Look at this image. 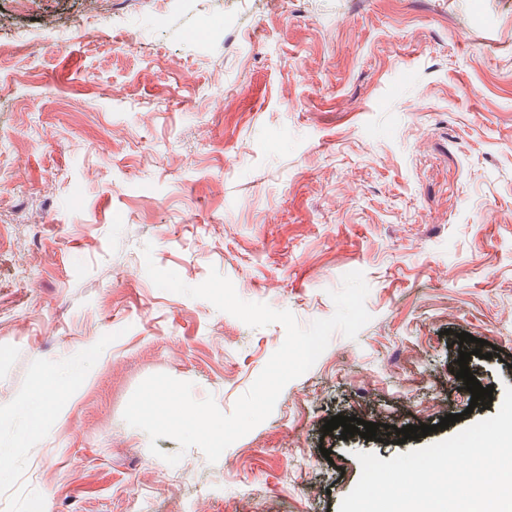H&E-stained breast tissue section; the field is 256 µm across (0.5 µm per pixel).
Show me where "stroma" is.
<instances>
[{
  "mask_svg": "<svg viewBox=\"0 0 512 512\" xmlns=\"http://www.w3.org/2000/svg\"><path fill=\"white\" fill-rule=\"evenodd\" d=\"M148 243L304 327L363 272L371 320L208 463L127 425L130 396L166 373L231 413L285 329L157 288ZM462 331L494 347L491 403L453 378ZM73 367L26 437L36 380ZM508 386L512 0H0V512H338L357 453L442 441ZM84 382L83 374L71 370L64 377L52 382L38 381L30 393L31 401L22 415V421L30 438L40 436L55 410L69 402Z\"/></svg>",
  "mask_w": 512,
  "mask_h": 512,
  "instance_id": "1",
  "label": "stroma"
}]
</instances>
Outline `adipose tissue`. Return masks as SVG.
I'll return each mask as SVG.
<instances>
[{
    "mask_svg": "<svg viewBox=\"0 0 512 512\" xmlns=\"http://www.w3.org/2000/svg\"><path fill=\"white\" fill-rule=\"evenodd\" d=\"M83 382L84 376L77 370L51 382H37L30 393V403L22 415L28 436H40L55 410L69 402Z\"/></svg>",
    "mask_w": 512,
    "mask_h": 512,
    "instance_id": "adipose-tissue-1",
    "label": "adipose tissue"
}]
</instances>
